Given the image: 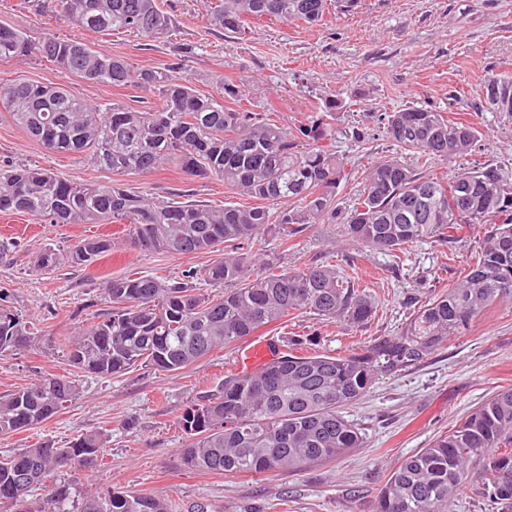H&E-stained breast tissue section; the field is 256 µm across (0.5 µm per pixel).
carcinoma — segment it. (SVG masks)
Masks as SVG:
<instances>
[{
  "instance_id": "carcinoma-1",
  "label": "carcinoma",
  "mask_w": 512,
  "mask_h": 512,
  "mask_svg": "<svg viewBox=\"0 0 512 512\" xmlns=\"http://www.w3.org/2000/svg\"><path fill=\"white\" fill-rule=\"evenodd\" d=\"M74 26L100 34L129 32L161 39L173 28L158 0H55ZM357 0H223L213 25L235 32L252 17L315 23L336 5ZM39 55L86 81L138 85L157 99L141 110L93 105L62 86L16 79L0 84V110L48 151L84 155L107 171L144 175L173 163L190 178L216 177L229 189L289 209H222L191 202H159L107 183H78L42 168L0 167V212H21L52 224L124 225L140 250L190 255L224 246L203 270L169 281L132 273L103 283L112 310L69 341L68 360L95 376L144 366L177 373L209 353L277 323L294 312L312 313L347 328L367 325L375 299L366 287L331 264L296 271L271 266L255 272L241 251L268 231L286 241L306 224L332 214L347 162L331 146L336 100L291 127L266 112L241 106L244 81L219 80L217 94L195 90L175 76L181 61L135 69L88 44L47 35L37 41L0 24V60ZM483 93L512 116V78L490 76ZM386 134L412 154L375 162L366 187L346 217L349 240L393 252L418 240L446 243L463 224H485L477 258L461 281L430 297L393 336L371 339L344 356L297 355L278 350L250 374L224 378L178 417L190 471L263 475L301 471L343 458L365 444L359 424L344 415L376 380L419 366L444 341L463 336L494 302L512 299V182L493 164L476 165L443 180L426 174L437 160L468 155L475 127L436 109L407 107L386 117ZM109 238L85 239L66 254L52 248L38 267L52 272L67 262L86 268L112 250ZM205 286L224 287L211 295ZM30 328L0 303V354L25 346ZM80 396L77 380L43 377L0 396V436L34 428ZM107 444L89 431L64 448L36 443L0 456V505L9 512H72L75 493L57 477L78 463L97 465ZM478 478V493L512 512V387L472 409L448 433L404 459L377 496L373 512H448L462 486ZM41 490L42 503L28 496ZM167 505L122 491L86 492L77 512H166Z\"/></svg>"
}]
</instances>
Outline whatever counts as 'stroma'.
I'll return each instance as SVG.
<instances>
[{
    "instance_id": "obj_1",
    "label": "stroma",
    "mask_w": 512,
    "mask_h": 512,
    "mask_svg": "<svg viewBox=\"0 0 512 512\" xmlns=\"http://www.w3.org/2000/svg\"><path fill=\"white\" fill-rule=\"evenodd\" d=\"M175 25L151 43L115 32L77 28L56 13L51 0H0V24L38 39L52 34L87 43L135 68H156L184 54L181 76L211 93L220 77L246 80V105L275 113L293 125L335 96L336 146L347 159L329 224H312L281 243L262 233L246 247L255 261L294 271L330 263L366 285L377 304L375 318L357 330L296 312L261 329L262 340L280 343L317 334L321 353L345 355L356 343L394 335L422 302L462 277L486 230L463 225L455 243L429 239L405 245L400 257L347 241L342 220L364 190L367 169L384 157L409 160L384 132L380 116L408 106L449 113L474 125L478 141L468 156L434 162L432 176L449 178L479 164L502 166L512 175V117L483 96L492 74L512 77V0H360L349 12L329 9L319 25L275 18L248 20L239 33L210 25L217 0H160ZM23 79L61 85L84 101L149 108L155 99L134 86L110 87L63 72L41 57L0 62V83ZM364 132V140L353 137ZM0 165L43 168L81 183H118L165 201H193L215 208L231 202L256 206L214 177L191 179L173 164L143 175L94 167L78 155L49 152L0 112ZM119 224H51L24 213H0V241L11 253L0 259V295L34 335L25 348L0 356V394L43 376L79 378L80 396L40 426L0 436V452L35 443L65 445L81 434L106 432L100 466L75 469L67 478L77 491L110 488L170 503L171 512H371L393 468L429 447L473 408L512 386V300L491 305L462 337L445 341L411 371L377 381L349 418L366 435L364 447L341 460L303 471L260 476L191 473L176 419L202 393L217 390L233 369L236 347L212 352L180 373L135 367L112 377L79 373L70 366L64 340L92 325L110 305L101 285L142 272L170 280L184 270L206 268V251L176 255L129 247ZM111 237L115 247L86 269L37 267L46 248L67 252L78 241Z\"/></svg>"
}]
</instances>
